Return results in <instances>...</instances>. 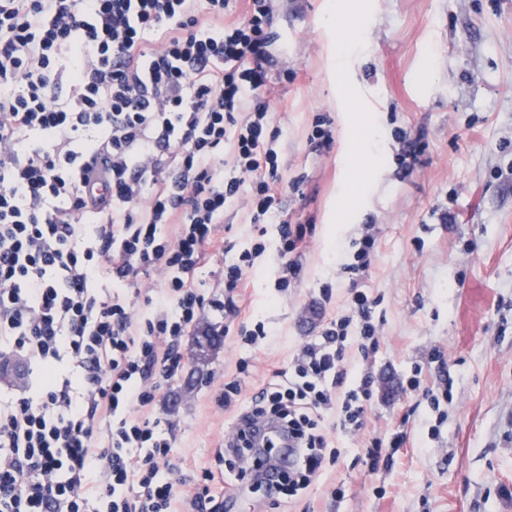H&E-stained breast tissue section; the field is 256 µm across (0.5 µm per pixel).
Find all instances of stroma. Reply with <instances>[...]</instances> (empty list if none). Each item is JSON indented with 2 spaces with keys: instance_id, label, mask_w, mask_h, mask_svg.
Masks as SVG:
<instances>
[{
  "instance_id": "35a3bbf8",
  "label": "stroma",
  "mask_w": 512,
  "mask_h": 512,
  "mask_svg": "<svg viewBox=\"0 0 512 512\" xmlns=\"http://www.w3.org/2000/svg\"><path fill=\"white\" fill-rule=\"evenodd\" d=\"M331 5L336 17L362 20L349 47L332 34ZM272 32L283 47L272 61L288 72L275 114L281 177L300 183L282 206L315 235L286 295L259 269L248 290L253 312L228 325L206 310L202 323L225 330L223 344L199 361L192 336L183 337V368L161 384L147 416L218 512H512V0H277ZM318 115L335 141L315 155L307 136ZM397 129L424 148L407 175ZM370 135L379 153L372 168L362 160ZM441 208L454 223L439 222ZM366 224L377 226L378 248L356 287L378 301L380 342L364 428L342 434L335 412L323 413L339 458L324 460L308 487L264 498L252 488L254 458L218 450L274 370L348 305L354 286L340 266ZM258 321L274 334L250 350L238 330ZM447 375L453 399L439 426L425 392ZM230 382L240 393L224 407ZM396 432L403 445L372 468L365 442ZM210 470L223 483H207Z\"/></svg>"
}]
</instances>
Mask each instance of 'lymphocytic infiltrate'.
<instances>
[{
  "mask_svg": "<svg viewBox=\"0 0 512 512\" xmlns=\"http://www.w3.org/2000/svg\"><path fill=\"white\" fill-rule=\"evenodd\" d=\"M272 0H0V512H167L169 439L134 409L181 368L179 342L205 309L236 319L250 272L285 292L314 227L283 217L284 156L268 64ZM242 207L243 243L219 234ZM375 225L351 239L367 276ZM222 256L224 296L199 274ZM159 274L143 302L111 293ZM375 300L349 310L260 388L247 424L278 418L308 486L328 441L322 411L360 431L375 377H351L379 345Z\"/></svg>",
  "mask_w": 512,
  "mask_h": 512,
  "instance_id": "lymphocytic-infiltrate-1",
  "label": "lymphocytic infiltrate"
}]
</instances>
